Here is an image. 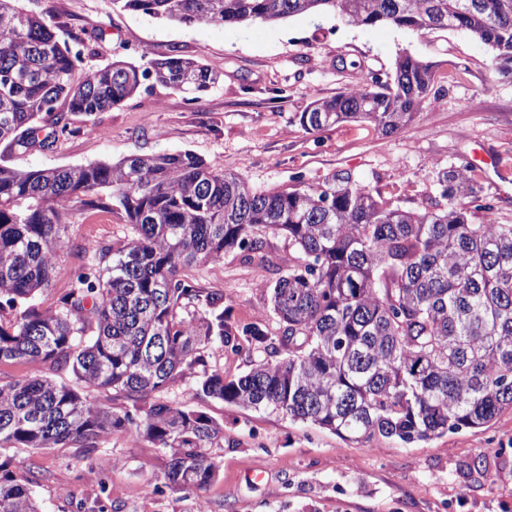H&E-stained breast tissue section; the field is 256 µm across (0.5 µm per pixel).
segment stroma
Returning a JSON list of instances; mask_svg holds the SVG:
<instances>
[{
  "label": "stroma",
  "mask_w": 512,
  "mask_h": 512,
  "mask_svg": "<svg viewBox=\"0 0 512 512\" xmlns=\"http://www.w3.org/2000/svg\"><path fill=\"white\" fill-rule=\"evenodd\" d=\"M49 15L60 39L89 35L85 66L120 58L139 65L173 52L221 74L200 101L161 85L98 113L95 127L59 105L71 128L52 149L6 153L19 169L116 162L130 155L189 150L257 190H306L346 172L374 196L405 210L441 200L439 171L469 165L480 202L512 224V78L491 51L462 30L412 32L351 26L333 15L224 27L185 25L125 10L115 0H27ZM433 63L431 109L391 134L367 121L319 131L299 117L312 102L395 72L400 52ZM71 242H126L119 206L75 209ZM268 265L240 251L192 272L201 288L223 291L232 342L207 367L232 379L286 354L270 292L272 267L287 268L281 235L265 239ZM264 331L266 344L248 340ZM196 375L164 392L174 405L224 426L212 449L217 479L204 491L172 492L168 454L145 438H106L90 457L75 448H6L19 474H40L32 490L42 512H512V411L490 425L426 442L361 446L268 410H245L197 393Z\"/></svg>",
  "instance_id": "stroma-1"
}]
</instances>
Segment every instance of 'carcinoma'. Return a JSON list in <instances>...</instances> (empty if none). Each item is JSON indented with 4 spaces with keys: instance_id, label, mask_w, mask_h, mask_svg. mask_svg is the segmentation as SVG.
<instances>
[{
    "instance_id": "1",
    "label": "carcinoma",
    "mask_w": 512,
    "mask_h": 512,
    "mask_svg": "<svg viewBox=\"0 0 512 512\" xmlns=\"http://www.w3.org/2000/svg\"><path fill=\"white\" fill-rule=\"evenodd\" d=\"M0 0V143L5 150L68 132L59 101L87 121L152 79L198 100L220 76L173 52L142 67L111 61L76 76L82 59L52 21ZM154 18L225 26L333 14L349 25L460 29L512 76V0H115ZM434 65L401 53L391 82L348 88L300 115L310 131L365 120L385 133L430 109ZM446 206H390L347 173L309 190L257 191L184 150L117 163L20 170L0 158V363L32 373L0 382L1 448L93 453L115 432L169 454L174 490H204L224 427L161 393L224 348V292L189 271L239 249L264 259L281 233L297 259L271 288L288 353L227 379L203 371L200 394L270 410L358 444L428 441L481 428L512 410V224H476L462 200L478 190L466 165L438 176ZM107 193L134 235L71 245L75 207ZM84 261L53 308L35 301L66 253ZM51 372L46 375L40 370ZM70 374L74 384L58 381ZM103 392L106 400L82 393ZM131 408L112 410V395ZM0 461V512H40L32 480Z\"/></svg>"
}]
</instances>
